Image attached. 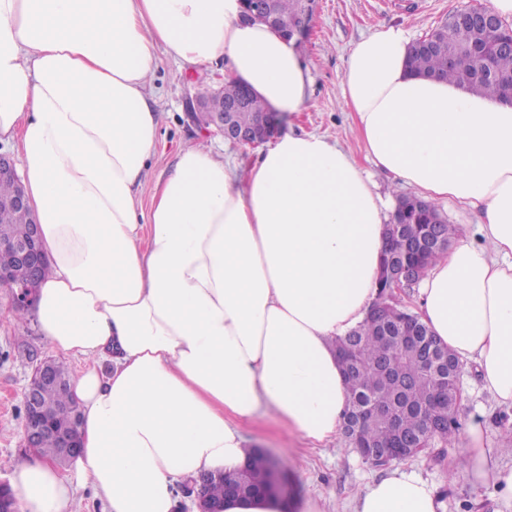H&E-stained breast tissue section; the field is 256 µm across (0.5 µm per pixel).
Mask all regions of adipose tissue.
Here are the masks:
<instances>
[{
  "label": "adipose tissue",
  "mask_w": 512,
  "mask_h": 512,
  "mask_svg": "<svg viewBox=\"0 0 512 512\" xmlns=\"http://www.w3.org/2000/svg\"><path fill=\"white\" fill-rule=\"evenodd\" d=\"M239 0H0V144L19 149L50 266L27 312L74 360L82 451L69 473L34 454L15 470L20 512H70L91 486L107 512H175L178 483L249 459L244 429L272 418L319 445L341 432L335 342L366 318L388 205L353 157L288 134L238 171L188 147L153 186L156 51L302 111L298 49L244 22ZM408 31L351 49L344 107L375 168L421 198L480 209L484 245L457 240L418 288V315L482 387L512 407V104L413 75ZM149 194V205L140 197ZM465 472L512 495L473 426ZM432 487L392 474L355 512H438Z\"/></svg>",
  "instance_id": "obj_1"
}]
</instances>
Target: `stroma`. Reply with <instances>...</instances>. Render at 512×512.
Listing matches in <instances>:
<instances>
[{
    "instance_id": "35a3bbf8",
    "label": "stroma",
    "mask_w": 512,
    "mask_h": 512,
    "mask_svg": "<svg viewBox=\"0 0 512 512\" xmlns=\"http://www.w3.org/2000/svg\"><path fill=\"white\" fill-rule=\"evenodd\" d=\"M478 0H317L312 34L300 47V59L312 84L306 109L286 119L280 134L310 133L339 141L356 160L364 148L353 130L354 115L342 105V77L348 55L361 37L391 24L424 36L449 12L477 5ZM224 81V62L209 64L207 72L178 62L165 50L157 52L151 102L160 115L156 154L147 183L165 178L182 148L200 146L223 155L225 161L248 167L266 151V144L236 145L218 133L202 130L187 116V102ZM52 357L53 351L35 327L15 319L7 289L0 288V481H12L15 466L28 459L22 446L23 393L35 364L25 351ZM461 429L480 425L488 447L503 445L512 429V408L499 405L481 389L475 369L462 377ZM249 447L264 449L284 469L287 481L282 512H354V496L373 481L401 470L413 472L434 489L440 512H512V496L494 484L473 485L457 466L459 451L434 442L425 452L386 467L373 466L343 438L314 448L298 433L273 420H263L246 432Z\"/></svg>"
}]
</instances>
